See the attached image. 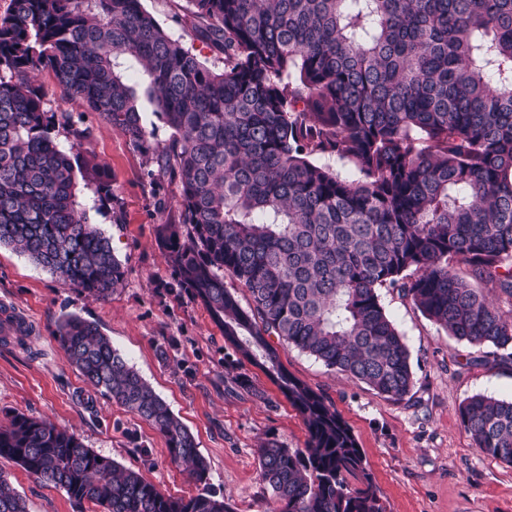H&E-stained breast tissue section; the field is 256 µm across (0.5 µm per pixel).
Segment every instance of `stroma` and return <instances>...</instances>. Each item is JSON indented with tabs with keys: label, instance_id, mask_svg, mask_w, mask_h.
<instances>
[{
	"label": "stroma",
	"instance_id": "obj_1",
	"mask_svg": "<svg viewBox=\"0 0 512 512\" xmlns=\"http://www.w3.org/2000/svg\"><path fill=\"white\" fill-rule=\"evenodd\" d=\"M142 4L201 61L219 67L191 26L187 0ZM36 79L48 109L79 116L90 132L85 149L108 166L112 198L90 218L110 238L126 280L100 300L62 285L27 256L0 246V306L9 305L27 322L22 336L0 335V420L14 413L51 420L166 495L197 494L198 484L171 463L152 426L113 403L67 362L57 329L65 317L78 316L109 337L193 433L208 465L210 490L232 512H266L271 493L258 479L257 449L268 439L304 447L302 418L260 368L226 362L224 337L207 310L187 294L169 290L171 270L157 226L178 222V188L169 192V210L158 212L144 158L128 138L67 96L53 73L39 72ZM380 295L407 342L418 404L392 401L331 374L294 348L281 350L284 366L332 400L363 451L386 512H512V465L480 453L458 417L459 406L473 395L512 399V362L454 365L453 355H467L469 346L396 293L384 289ZM168 342L173 348L165 361L156 348ZM239 377L248 378L259 397L231 391ZM0 471L29 512H101L13 462L0 459Z\"/></svg>",
	"mask_w": 512,
	"mask_h": 512
}]
</instances>
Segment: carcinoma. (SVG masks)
I'll return each instance as SVG.
<instances>
[{
	"instance_id": "carcinoma-1",
	"label": "carcinoma",
	"mask_w": 512,
	"mask_h": 512,
	"mask_svg": "<svg viewBox=\"0 0 512 512\" xmlns=\"http://www.w3.org/2000/svg\"><path fill=\"white\" fill-rule=\"evenodd\" d=\"M188 2L219 70L142 0H11L0 17V244L99 299L125 281L77 194L80 179L98 201L112 196L107 165L82 156L89 131L72 113L45 107L31 74L47 68L141 153L158 209L177 185L181 222L157 227L174 285L302 417L305 447L258 448L269 512H385L350 427L270 337L411 401L409 349L380 296L391 288L475 348L465 365L487 363L486 346L512 360V0ZM143 98L171 130L162 147ZM57 338L86 381L165 439L172 463L206 480L193 434L96 325L70 316ZM459 421L481 453L512 464V400L474 395ZM0 458L102 512H231L206 487L167 496L24 414L0 423ZM0 512H28L2 472Z\"/></svg>"
}]
</instances>
